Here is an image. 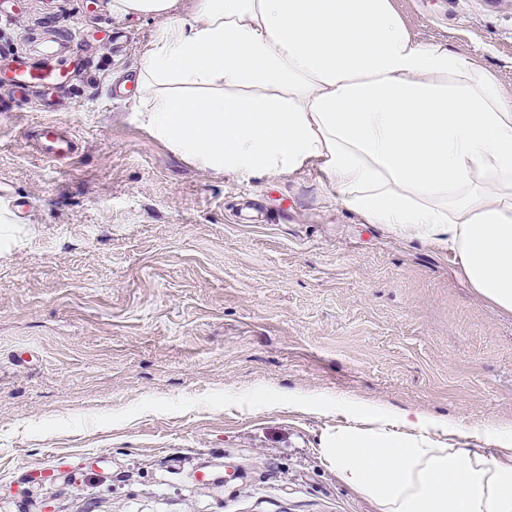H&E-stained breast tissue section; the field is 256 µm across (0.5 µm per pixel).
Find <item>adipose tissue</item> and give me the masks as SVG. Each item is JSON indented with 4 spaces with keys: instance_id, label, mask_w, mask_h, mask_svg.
I'll return each mask as SVG.
<instances>
[{
    "instance_id": "adipose-tissue-1",
    "label": "adipose tissue",
    "mask_w": 512,
    "mask_h": 512,
    "mask_svg": "<svg viewBox=\"0 0 512 512\" xmlns=\"http://www.w3.org/2000/svg\"><path fill=\"white\" fill-rule=\"evenodd\" d=\"M108 0L161 19L138 116L201 168L242 179L315 164L343 203L455 252L512 314V92L446 45L416 41L391 0ZM323 440L376 512H512V461L449 441L447 419L337 404Z\"/></svg>"
}]
</instances>
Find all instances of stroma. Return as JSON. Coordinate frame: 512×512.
<instances>
[{"label": "stroma", "instance_id": "1", "mask_svg": "<svg viewBox=\"0 0 512 512\" xmlns=\"http://www.w3.org/2000/svg\"><path fill=\"white\" fill-rule=\"evenodd\" d=\"M105 2L0 0L1 73L86 61L47 111L0 84V512H374L322 458L339 416L292 396L442 415L499 455L472 431L512 424V317L318 167L244 180L155 138L135 79L160 22ZM393 5L512 88V0ZM45 121L72 160L32 149Z\"/></svg>", "mask_w": 512, "mask_h": 512}]
</instances>
